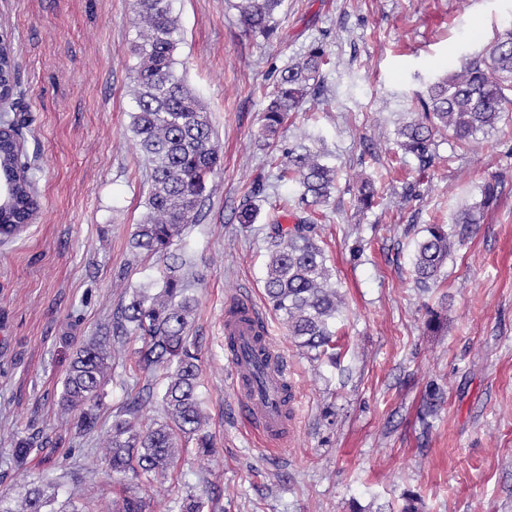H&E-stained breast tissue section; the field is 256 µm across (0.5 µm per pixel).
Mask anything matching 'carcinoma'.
I'll return each instance as SVG.
<instances>
[{
	"instance_id": "cac0c4a2",
	"label": "carcinoma",
	"mask_w": 512,
	"mask_h": 512,
	"mask_svg": "<svg viewBox=\"0 0 512 512\" xmlns=\"http://www.w3.org/2000/svg\"><path fill=\"white\" fill-rule=\"evenodd\" d=\"M282 0H237L236 9L248 30L271 36ZM138 23L146 34L134 45L139 63L134 70L135 112L132 131L151 165L148 212L137 225L134 247L167 260L158 286L134 289L118 308L112 323L116 338L136 336L143 346L136 351V366L150 373L160 371L167 380L160 399L165 420L145 430L137 427L139 412L150 397L137 395L124 403L112 420L104 455L114 474L131 472L139 479L168 470L179 456L182 443L193 441L202 455L212 447L203 433L205 416L198 393L197 353L189 342V328L196 299L182 269L186 261L170 251L183 227L197 224L207 199V186L221 158L212 140L209 112L176 74L177 20L170 0H135ZM325 50L310 47L303 60L284 69L275 89L268 94L261 138L272 147L289 114L317 89ZM13 48L9 39L0 44V87L12 93L16 87ZM420 115L400 130L405 152L426 170L436 157V137L446 136L462 146L479 133L512 119V27L499 32L485 54L470 60L459 74H449L429 84L427 98L419 100ZM0 139V182L12 188L0 202V239L20 234L35 217L37 202L29 192L33 179L21 162L20 123L5 121ZM320 153L305 141L287 153L282 178L297 187V203L316 211L331 197L335 170L318 160ZM480 201L461 209L449 224H427L416 242L415 280L419 288L437 286L441 269L455 243L462 241L485 209L498 197V183L481 185ZM264 293L288 328L298 347L315 356L336 359L337 290L326 265L323 248L309 224L277 228L269 253ZM107 338L93 339L75 354L63 382L60 403L76 412L74 426L95 428L100 390L110 377ZM54 480L44 479L29 489L22 507L15 508L0 493V512H55ZM115 512H145V501L135 491L125 493ZM201 498L188 495L173 501L168 512H203Z\"/></svg>"
}]
</instances>
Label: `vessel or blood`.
<instances>
[{"mask_svg":"<svg viewBox=\"0 0 512 512\" xmlns=\"http://www.w3.org/2000/svg\"><path fill=\"white\" fill-rule=\"evenodd\" d=\"M263 318L250 302L237 301L224 307V335L238 345H253ZM262 355L270 361L263 386L252 381V367L243 358H231V384L247 422L267 446L277 447L287 442L293 433L294 408L280 404L277 395L291 388L288 366L271 339H264Z\"/></svg>","mask_w":512,"mask_h":512,"instance_id":"vessel-or-blood-1","label":"vessel or blood"}]
</instances>
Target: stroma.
<instances>
[{
	"label": "stroma",
	"instance_id": "1",
	"mask_svg": "<svg viewBox=\"0 0 512 512\" xmlns=\"http://www.w3.org/2000/svg\"><path fill=\"white\" fill-rule=\"evenodd\" d=\"M233 0H172L176 72L209 111L223 165L200 223L179 243L197 300L189 340L213 450L183 446L170 470L138 483L146 512L202 497L204 512H399L405 494L423 512H512V122L457 148L437 141L432 167L398 145L433 80L482 55L512 24V0H283L272 37L247 30ZM0 31L14 48L15 113L39 213L0 244V492L23 497L51 475L59 503L99 491L112 512L102 446L126 399L159 373L112 362L96 427L77 435L59 405L76 348L111 335L124 293L159 279L162 257L134 249L151 169L131 131L137 40L133 0H0ZM330 63L319 92L282 126L277 147L259 134L266 95L314 44ZM314 136L336 187L317 216L281 181L285 152ZM374 179L372 208L358 202ZM499 197L455 245L439 288L413 275L419 230L450 223ZM414 196H407V189ZM255 223H239L244 205ZM314 223L342 304L336 357L296 346L267 304L263 281L275 226ZM259 308L299 395L295 430L269 453L242 419L224 354V306ZM440 323L428 326L430 315ZM445 401L430 429L420 414L429 384ZM49 438L20 467L16 441Z\"/></svg>",
	"mask_w": 512,
	"mask_h": 512
}]
</instances>
